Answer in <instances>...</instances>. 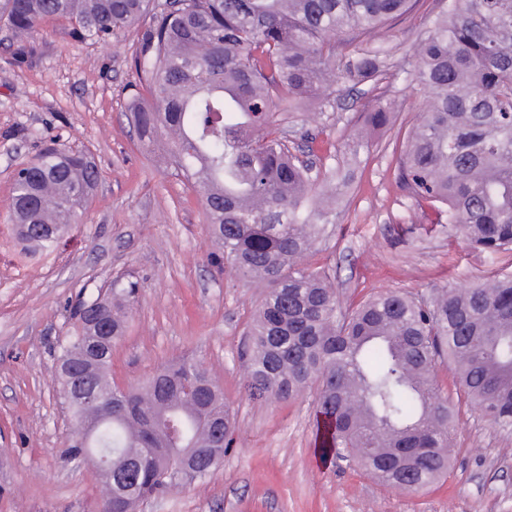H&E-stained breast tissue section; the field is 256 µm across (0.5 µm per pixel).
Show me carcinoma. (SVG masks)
Instances as JSON below:
<instances>
[{"label": "carcinoma", "mask_w": 512, "mask_h": 512, "mask_svg": "<svg viewBox=\"0 0 512 512\" xmlns=\"http://www.w3.org/2000/svg\"><path fill=\"white\" fill-rule=\"evenodd\" d=\"M418 0H0L18 43L47 21L107 42L141 24L132 68L145 95L127 105L142 143L171 140L168 161L199 189L209 233L230 272L267 292L250 330L245 389L287 401L315 389L320 448L387 485L420 490L448 471L453 410L435 382L440 359L458 388L495 424L512 429V276L435 291L423 301L379 294L346 315L322 268L301 264L326 233L340 184L311 180L273 125L306 101L323 108L336 82V35H361L410 14ZM425 112L407 136L401 179L419 202L448 209L470 245L512 247V0H448L412 53ZM359 81L385 74L381 51L344 60ZM374 129L396 105L366 107ZM96 165L64 147L19 164L11 211L21 238L43 249L66 235L94 192ZM138 282L77 301L78 334L58 367L99 406L62 397L75 422L64 450L112 472L108 512L165 494L163 474L193 463L182 483L204 481L208 450L224 453L234 428L208 369L185 358L144 384L109 380L112 347L127 330Z\"/></svg>", "instance_id": "1"}]
</instances>
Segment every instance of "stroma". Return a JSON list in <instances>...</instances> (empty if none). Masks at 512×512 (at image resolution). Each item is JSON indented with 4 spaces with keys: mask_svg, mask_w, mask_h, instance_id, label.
<instances>
[{
    "mask_svg": "<svg viewBox=\"0 0 512 512\" xmlns=\"http://www.w3.org/2000/svg\"><path fill=\"white\" fill-rule=\"evenodd\" d=\"M443 7V0H419L383 30L338 37L345 57L382 49L385 79L343 77L326 109L307 104L273 116L277 127L316 136L315 182L332 172L348 180L335 222L306 258L330 272L340 309L390 291L420 297L512 275V250L470 247L447 214L399 184L392 143L424 110L408 63ZM138 35L134 27L92 43L50 23L20 59L0 25V512H96L98 472L60 455L69 422L56 392L55 354L76 330L70 304L129 275L139 293L112 351L113 382H144L193 355L221 384L236 421L205 482L177 485L141 512H512V429L459 399L451 362L438 363L435 374L458 408L454 462L417 493L381 484L345 459H322L312 392L288 402L247 396L246 331L265 288L224 270L197 188L176 175L160 145L140 143L130 131L123 112L138 91L130 69ZM380 96L396 102L397 120L352 152L358 115ZM52 143L91 154L99 184L69 234L51 250H34L8 221L13 176Z\"/></svg>",
    "mask_w": 512,
    "mask_h": 512,
    "instance_id": "1",
    "label": "stroma"
}]
</instances>
